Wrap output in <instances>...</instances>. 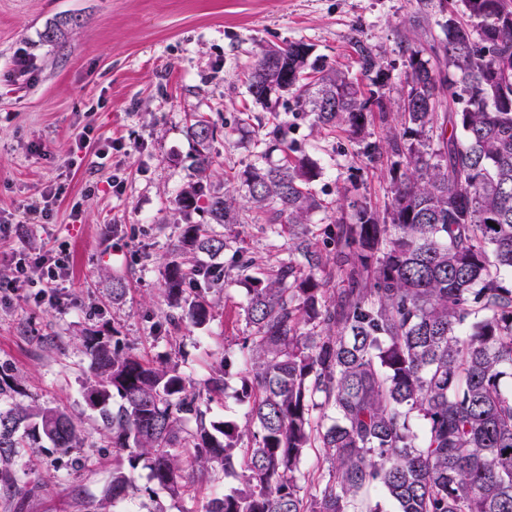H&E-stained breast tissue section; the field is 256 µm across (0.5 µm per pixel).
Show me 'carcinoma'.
I'll list each match as a JSON object with an SVG mask.
<instances>
[{
    "label": "carcinoma",
    "mask_w": 512,
    "mask_h": 512,
    "mask_svg": "<svg viewBox=\"0 0 512 512\" xmlns=\"http://www.w3.org/2000/svg\"><path fill=\"white\" fill-rule=\"evenodd\" d=\"M464 2L467 19L448 11L445 38L430 46L445 71L406 47L411 72L393 113L403 133L364 147L369 162L390 161L391 202L382 210L346 195L323 203L313 189L317 166L305 155L289 159L297 148L278 123L264 140L285 153L281 163L246 167L241 197L208 190L217 127L192 121L196 181L175 203L186 216L206 212L210 223L184 224L180 257L165 264L166 320L196 327L211 319L209 294L223 290L224 267L202 257L226 246L215 225L263 213L288 225V258L262 277L251 274L253 261L240 266L250 283L242 424L207 423L202 410L224 391L226 359L212 367L203 402L176 361L149 363L117 340L85 336L83 398L115 448L109 499L94 512L152 492L136 484L141 467L172 498L190 492L188 469L233 474L236 485L203 512H512V0ZM73 23L56 19L45 41ZM354 46L360 77L383 83L378 55L359 39ZM310 55L302 41L262 49L250 95L265 105L288 95L313 125L358 137L373 107L388 116L375 92L365 96L357 78ZM444 100L451 131L436 133ZM318 211L336 228L344 287L333 293L317 276L328 261L310 224ZM188 418L196 429L184 427ZM42 439L77 448L82 429L59 407L0 410L8 494L22 491L15 459ZM311 450L325 470L302 468Z\"/></svg>",
    "instance_id": "cac0c4a2"
}]
</instances>
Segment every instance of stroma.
<instances>
[{"mask_svg":"<svg viewBox=\"0 0 512 512\" xmlns=\"http://www.w3.org/2000/svg\"><path fill=\"white\" fill-rule=\"evenodd\" d=\"M77 19L55 44L41 34L60 14ZM440 0H0V282L15 275L17 257L50 252L69 259L72 274L40 288L42 270L0 301V368L21 381L13 402L65 409L83 429L82 447L44 443L16 465L39 488L23 512H89L104 499L112 451L102 422L82 398L90 374L83 340L113 331L121 346L157 362L177 358L194 390L204 391L215 360L242 357L248 295L239 266L255 259L273 269L288 255V227L265 215L225 229L224 290L207 324L160 335L169 307L163 269L179 245L183 219L175 198L194 179L196 145L186 128L196 116L222 126L212 144V183L246 166L278 162L263 127L279 121L288 140L314 163L318 196L336 201L342 188L384 207L391 196L386 167L369 165L365 141L321 130L293 116L289 103L263 106L248 92L249 68L261 48L286 41L312 45L337 68L356 71L354 39L381 56L395 105L407 86L403 46L429 47L444 37ZM33 71L16 76L17 52ZM90 128L97 147L69 167L78 131ZM55 188L48 223H28L25 209ZM125 281L121 301L112 282Z\"/></svg>","mask_w":512,"mask_h":512,"instance_id":"obj_1","label":"stroma"}]
</instances>
